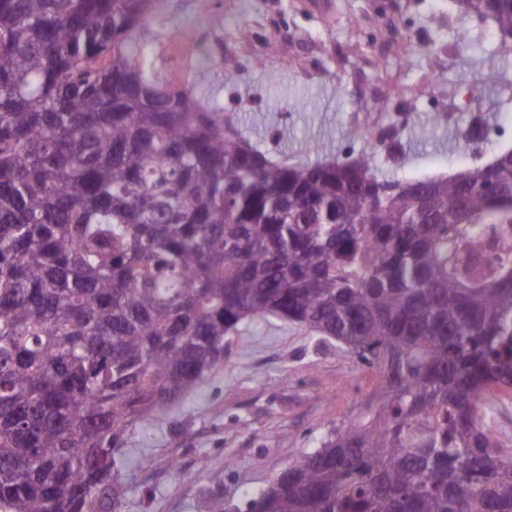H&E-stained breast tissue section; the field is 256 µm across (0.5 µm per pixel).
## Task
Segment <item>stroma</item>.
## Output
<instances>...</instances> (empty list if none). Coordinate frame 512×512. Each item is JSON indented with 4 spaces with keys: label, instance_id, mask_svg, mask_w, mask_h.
Wrapping results in <instances>:
<instances>
[{
    "label": "stroma",
    "instance_id": "1",
    "mask_svg": "<svg viewBox=\"0 0 512 512\" xmlns=\"http://www.w3.org/2000/svg\"><path fill=\"white\" fill-rule=\"evenodd\" d=\"M411 29L426 32V47L399 54L376 45L361 25L390 26L371 0H156L143 44L146 69L171 88L193 85L209 108L277 163L320 162L311 145L330 142L337 160L362 153L399 179L447 177L483 166L512 149V136L474 146L459 139L469 111L454 127L437 120L435 103L449 92L466 95L476 72L500 73L482 90L480 117L492 128L512 122V49H504L488 19L459 17L453 0H406ZM351 56L336 57L337 44ZM455 44L452 65L433 56ZM400 88L413 99L401 127L399 156L357 135L352 115L367 87ZM374 378L361 363L319 344L304 327L280 320L241 324L225 339L224 364L164 420L139 424L128 446L125 512H200L220 495L245 505L289 462L312 451L333 426L349 423L371 396ZM224 474L214 486L206 470Z\"/></svg>",
    "mask_w": 512,
    "mask_h": 512
}]
</instances>
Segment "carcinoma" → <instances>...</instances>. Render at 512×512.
<instances>
[{
	"mask_svg": "<svg viewBox=\"0 0 512 512\" xmlns=\"http://www.w3.org/2000/svg\"><path fill=\"white\" fill-rule=\"evenodd\" d=\"M456 2L512 41V0ZM152 8L0 0V512H124L133 428L271 318L376 383L248 508L512 512V151L427 181L273 162L146 77ZM490 395L498 437L503 447L510 448L512 446V389H498Z\"/></svg>",
	"mask_w": 512,
	"mask_h": 512,
	"instance_id": "cac0c4a2",
	"label": "carcinoma"
}]
</instances>
